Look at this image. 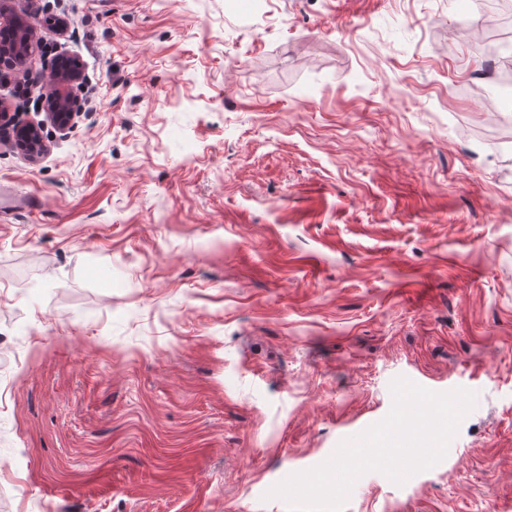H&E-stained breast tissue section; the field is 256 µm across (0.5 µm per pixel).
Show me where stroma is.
<instances>
[{
  "label": "stroma",
  "mask_w": 512,
  "mask_h": 512,
  "mask_svg": "<svg viewBox=\"0 0 512 512\" xmlns=\"http://www.w3.org/2000/svg\"><path fill=\"white\" fill-rule=\"evenodd\" d=\"M0 512H289L264 493L465 388L446 457L343 512H512V142L482 0H7ZM49 17L67 22L64 32ZM75 56L71 129L38 77ZM0 4V20L5 19L7 26L5 30L16 33V38L11 42H5L0 45V70L5 66L16 68L22 66L24 61H17V58L27 53L28 56L34 55V28L24 17L15 14L7 7ZM17 61V65H16ZM4 131L7 132L9 141L14 140L17 149L31 160H36L47 150L42 136V124L15 118L10 112H6L5 103L0 101V134Z\"/></svg>",
  "instance_id": "35a3bbf8"
}]
</instances>
